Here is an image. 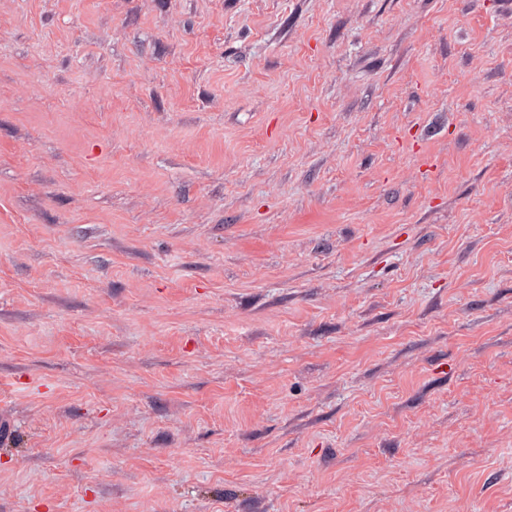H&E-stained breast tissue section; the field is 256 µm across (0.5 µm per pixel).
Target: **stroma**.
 I'll return each mask as SVG.
<instances>
[{
    "instance_id": "35a3bbf8",
    "label": "stroma",
    "mask_w": 512,
    "mask_h": 512,
    "mask_svg": "<svg viewBox=\"0 0 512 512\" xmlns=\"http://www.w3.org/2000/svg\"><path fill=\"white\" fill-rule=\"evenodd\" d=\"M512 512V0H0V512Z\"/></svg>"
}]
</instances>
